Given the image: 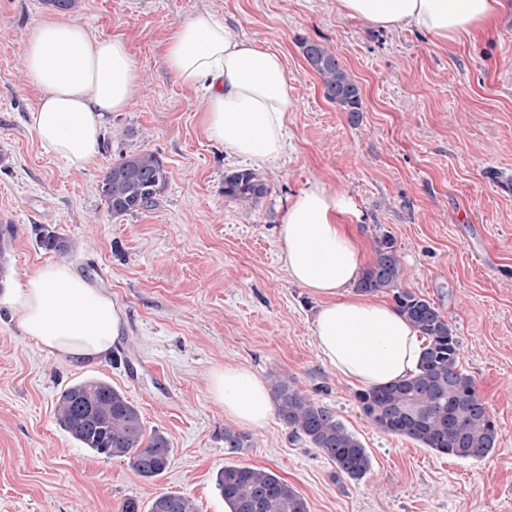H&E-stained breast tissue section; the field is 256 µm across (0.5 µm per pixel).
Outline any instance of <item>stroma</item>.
I'll use <instances>...</instances> for the list:
<instances>
[{
	"label": "stroma",
	"instance_id": "stroma-1",
	"mask_svg": "<svg viewBox=\"0 0 512 512\" xmlns=\"http://www.w3.org/2000/svg\"><path fill=\"white\" fill-rule=\"evenodd\" d=\"M209 9L239 37L280 53L293 106L283 154L263 166L270 192L245 207L224 195L240 168L203 127L198 92L162 63L176 24ZM46 0H0V224L15 237L8 274L51 261L43 224L76 243L65 260L122 307L126 328L103 361L67 364L23 337L0 309V512H122L160 493L224 512L216 478L227 464L267 469L309 512H512V0L477 42L448 46L408 28L376 29L336 0H154L131 16L123 0H80L74 15L96 37L126 40L143 73L130 108L113 113L96 164L74 169L47 153L31 116L39 92L23 71L25 44L51 14ZM336 55L362 95L358 122L323 96L306 43ZM157 153L168 172L158 204L115 219L99 185L125 152ZM348 197L343 216L372 259L379 235L396 243L404 286L433 301L460 341L500 437L482 460L438 455L381 431L358 406V383L317 349L319 302L292 282L278 228L290 197L313 182ZM277 371L332 408L371 457L358 482L292 440L279 417L250 447L224 448L229 421L209 397L210 371ZM100 378L167 433L171 464L139 477L125 459L81 448L58 425L67 387Z\"/></svg>",
	"mask_w": 512,
	"mask_h": 512
}]
</instances>
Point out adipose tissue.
<instances>
[{
  "mask_svg": "<svg viewBox=\"0 0 512 512\" xmlns=\"http://www.w3.org/2000/svg\"><path fill=\"white\" fill-rule=\"evenodd\" d=\"M339 10L371 27L414 28L453 44L494 25L501 0H337ZM162 61L175 80L201 91L208 137L249 163L275 161L286 143L291 87L280 53L235 35L200 10L174 27ZM23 68L40 92L32 127L42 147L71 167L95 162L110 114L125 111L141 86L127 43L94 37L68 13L46 17L28 39ZM352 205L316 182L288 203L278 231L290 280L318 298L315 336L321 355L363 386L384 385L415 371L423 349L418 333L387 303L353 296L362 252L343 215ZM23 336L76 366L100 361L121 335L123 310L64 262H49L0 294ZM211 399L225 418L260 429L273 408L266 383L250 370L214 368Z\"/></svg>",
  "mask_w": 512,
  "mask_h": 512,
  "instance_id": "ef3b65f1",
  "label": "adipose tissue"
}]
</instances>
